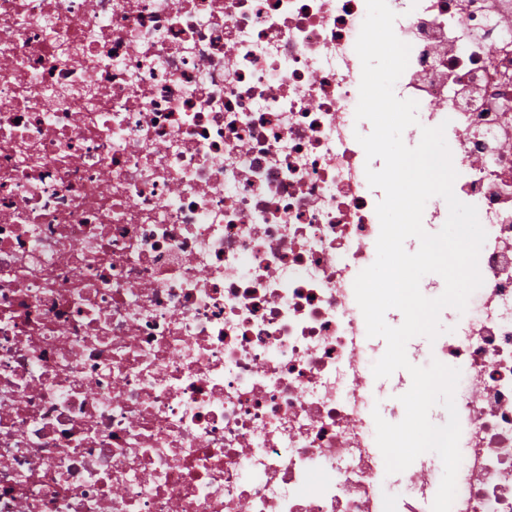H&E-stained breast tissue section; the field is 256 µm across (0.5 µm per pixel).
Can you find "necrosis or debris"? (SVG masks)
<instances>
[{
	"mask_svg": "<svg viewBox=\"0 0 512 512\" xmlns=\"http://www.w3.org/2000/svg\"><path fill=\"white\" fill-rule=\"evenodd\" d=\"M403 133L445 125L482 286L413 363L460 368L452 512H512V0H388ZM366 0H0V512L378 504L357 275L382 190Z\"/></svg>",
	"mask_w": 512,
	"mask_h": 512,
	"instance_id": "4bbe7bcc",
	"label": "necrosis or debris"
}]
</instances>
